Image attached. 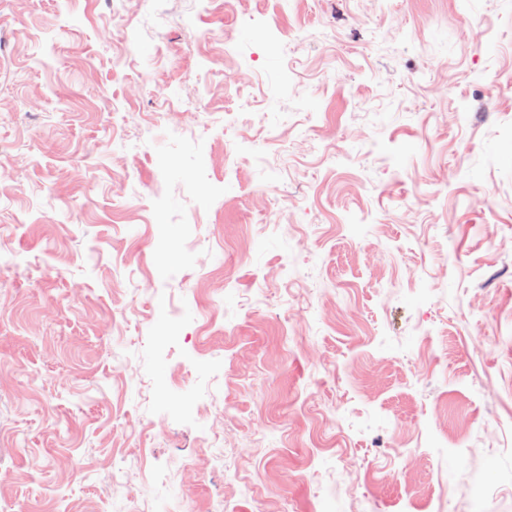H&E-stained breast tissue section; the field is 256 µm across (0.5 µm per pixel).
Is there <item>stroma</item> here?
Wrapping results in <instances>:
<instances>
[{"mask_svg":"<svg viewBox=\"0 0 512 512\" xmlns=\"http://www.w3.org/2000/svg\"><path fill=\"white\" fill-rule=\"evenodd\" d=\"M0 288V512H512V0H0Z\"/></svg>","mask_w":512,"mask_h":512,"instance_id":"obj_1","label":"stroma"}]
</instances>
